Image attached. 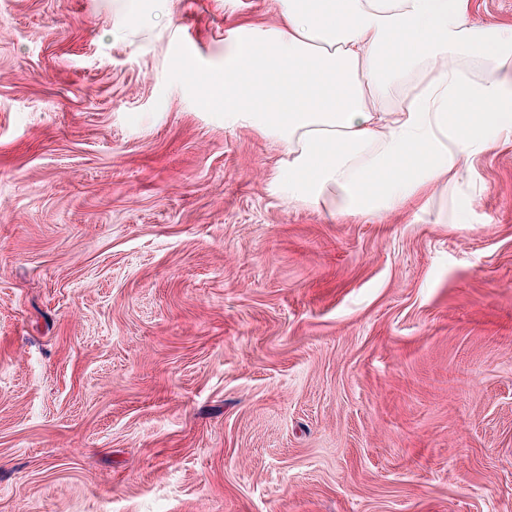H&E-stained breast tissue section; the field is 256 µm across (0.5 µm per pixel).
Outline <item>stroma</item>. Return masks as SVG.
<instances>
[{"label":"stroma","instance_id":"35a3bbf8","mask_svg":"<svg viewBox=\"0 0 512 512\" xmlns=\"http://www.w3.org/2000/svg\"><path fill=\"white\" fill-rule=\"evenodd\" d=\"M280 15L0 0V512H512V142L288 202L202 83Z\"/></svg>","mask_w":512,"mask_h":512}]
</instances>
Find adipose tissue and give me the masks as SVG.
Returning a JSON list of instances; mask_svg holds the SVG:
<instances>
[{"label":"adipose tissue","mask_w":512,"mask_h":512,"mask_svg":"<svg viewBox=\"0 0 512 512\" xmlns=\"http://www.w3.org/2000/svg\"><path fill=\"white\" fill-rule=\"evenodd\" d=\"M281 16L235 28L210 93L225 127L282 145L289 201L393 213L512 140V26L475 21L472 0H282Z\"/></svg>","instance_id":"1"}]
</instances>
